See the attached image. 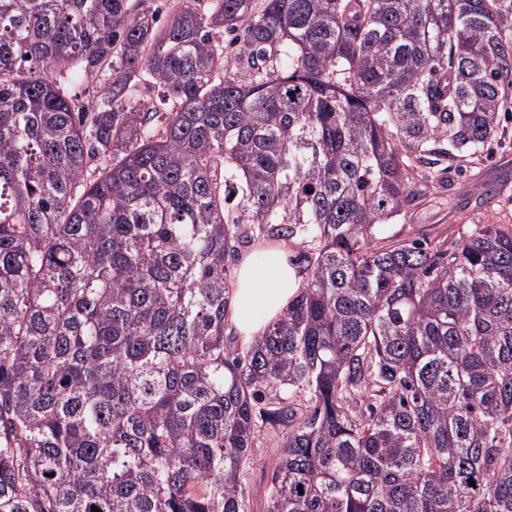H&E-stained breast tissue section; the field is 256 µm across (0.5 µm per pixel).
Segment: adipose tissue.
<instances>
[{
  "label": "adipose tissue",
  "mask_w": 512,
  "mask_h": 512,
  "mask_svg": "<svg viewBox=\"0 0 512 512\" xmlns=\"http://www.w3.org/2000/svg\"><path fill=\"white\" fill-rule=\"evenodd\" d=\"M302 281V273L289 262L286 244L241 256L229 322L242 344L251 345L282 314Z\"/></svg>",
  "instance_id": "ef3b65f1"
}]
</instances>
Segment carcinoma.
<instances>
[{
	"label": "carcinoma",
	"mask_w": 512,
	"mask_h": 512,
	"mask_svg": "<svg viewBox=\"0 0 512 512\" xmlns=\"http://www.w3.org/2000/svg\"><path fill=\"white\" fill-rule=\"evenodd\" d=\"M511 22L0 0V512H244L266 425L265 512H512V224L376 242L497 134ZM275 241L242 354L226 259ZM295 258L300 249L289 248ZM288 245L280 243L240 257L229 263L232 307L229 322L242 344L250 346L288 308L303 281V274L289 263ZM238 338L239 351H247ZM269 435L266 429L259 434L242 471L245 512H264L265 510L263 490L278 455V448L274 447V442Z\"/></svg>",
	"instance_id": "carcinoma-1"
}]
</instances>
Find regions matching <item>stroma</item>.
<instances>
[{
	"mask_svg": "<svg viewBox=\"0 0 512 512\" xmlns=\"http://www.w3.org/2000/svg\"><path fill=\"white\" fill-rule=\"evenodd\" d=\"M466 224H512V112L502 114L500 132L484 153L468 158L446 185L429 189L392 224L384 238L456 239ZM278 450L268 432L256 438L243 468L245 512H264L263 490Z\"/></svg>",
	"mask_w": 512,
	"mask_h": 512,
	"instance_id": "1",
	"label": "stroma"
}]
</instances>
